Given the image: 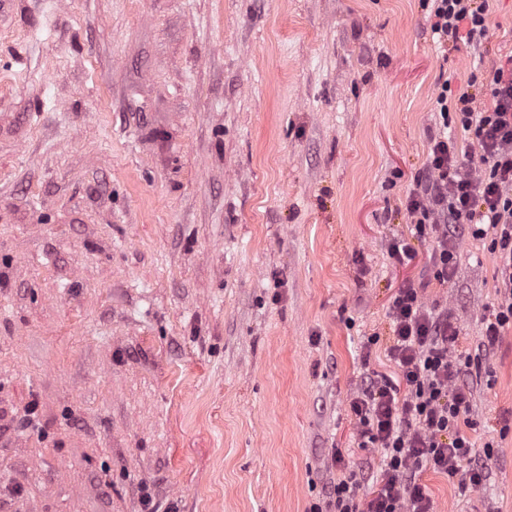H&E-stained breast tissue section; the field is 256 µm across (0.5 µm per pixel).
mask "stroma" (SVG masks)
<instances>
[{
  "instance_id": "obj_1",
  "label": "stroma",
  "mask_w": 512,
  "mask_h": 512,
  "mask_svg": "<svg viewBox=\"0 0 512 512\" xmlns=\"http://www.w3.org/2000/svg\"><path fill=\"white\" fill-rule=\"evenodd\" d=\"M423 0H0V512H309L349 401L394 376L404 201L443 81L512 54L439 45ZM493 262L461 240L427 303L476 351ZM376 344H369V337ZM468 435L488 478L435 512H512V331ZM35 426L22 428L28 408Z\"/></svg>"
}]
</instances>
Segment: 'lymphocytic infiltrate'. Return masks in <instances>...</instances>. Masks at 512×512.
I'll return each instance as SVG.
<instances>
[{"label":"lymphocytic infiltrate","instance_id":"obj_1","mask_svg":"<svg viewBox=\"0 0 512 512\" xmlns=\"http://www.w3.org/2000/svg\"><path fill=\"white\" fill-rule=\"evenodd\" d=\"M431 32L439 42L466 39L480 46L488 31V0H427ZM489 100L476 110V96ZM437 133L429 138L424 169L405 199L409 239L388 245L391 258L413 260L411 240L428 243L434 281L454 277L462 237L486 242L494 263L497 303L482 319L481 350L493 349L512 328V55L481 80L456 91L443 81L435 97ZM463 131L479 153L460 158L449 128ZM424 283L397 289L388 310L392 343L387 354L395 378L365 377L350 401L364 448L380 454L381 471L369 498L359 496L355 471L343 470L310 512H433L420 482L425 470L448 476L459 489L486 479L466 434L474 391L472 354L456 352L459 329L451 315L429 307Z\"/></svg>","mask_w":512,"mask_h":512}]
</instances>
